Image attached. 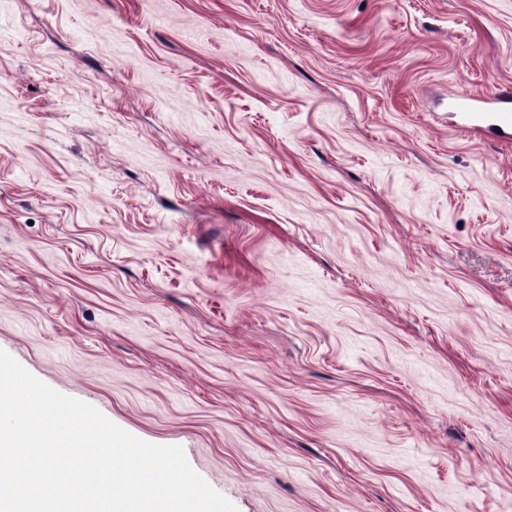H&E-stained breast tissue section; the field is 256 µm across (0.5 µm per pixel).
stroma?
<instances>
[{
	"label": "stroma",
	"mask_w": 512,
	"mask_h": 512,
	"mask_svg": "<svg viewBox=\"0 0 512 512\" xmlns=\"http://www.w3.org/2000/svg\"><path fill=\"white\" fill-rule=\"evenodd\" d=\"M512 0H0V350L238 512H512ZM457 112L465 113L470 118V128L482 131L486 128L489 113L496 114L500 124L512 123V87L507 86L491 92L485 99L478 98L473 92L462 89L452 99Z\"/></svg>",
	"instance_id": "35a3bbf8"
}]
</instances>
